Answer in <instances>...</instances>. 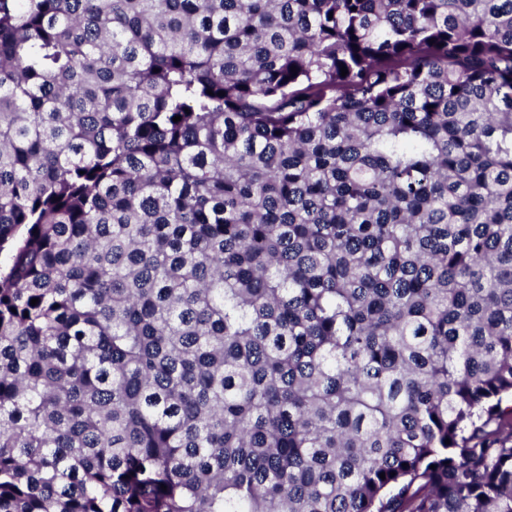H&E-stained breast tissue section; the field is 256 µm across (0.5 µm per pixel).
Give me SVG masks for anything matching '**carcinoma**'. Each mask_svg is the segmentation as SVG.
Returning <instances> with one entry per match:
<instances>
[{"mask_svg": "<svg viewBox=\"0 0 512 512\" xmlns=\"http://www.w3.org/2000/svg\"><path fill=\"white\" fill-rule=\"evenodd\" d=\"M0 512H512V0H0Z\"/></svg>", "mask_w": 512, "mask_h": 512, "instance_id": "1", "label": "carcinoma"}]
</instances>
